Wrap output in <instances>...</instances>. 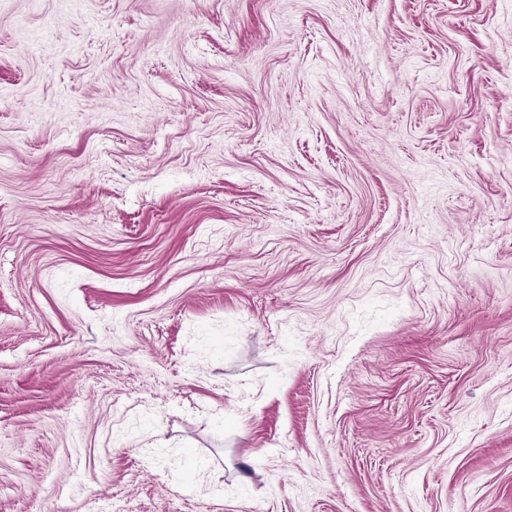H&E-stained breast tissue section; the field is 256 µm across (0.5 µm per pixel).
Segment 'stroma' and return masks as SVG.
I'll use <instances>...</instances> for the list:
<instances>
[{
    "mask_svg": "<svg viewBox=\"0 0 512 512\" xmlns=\"http://www.w3.org/2000/svg\"><path fill=\"white\" fill-rule=\"evenodd\" d=\"M512 512V0H0V512Z\"/></svg>",
    "mask_w": 512,
    "mask_h": 512,
    "instance_id": "stroma-1",
    "label": "stroma"
}]
</instances>
